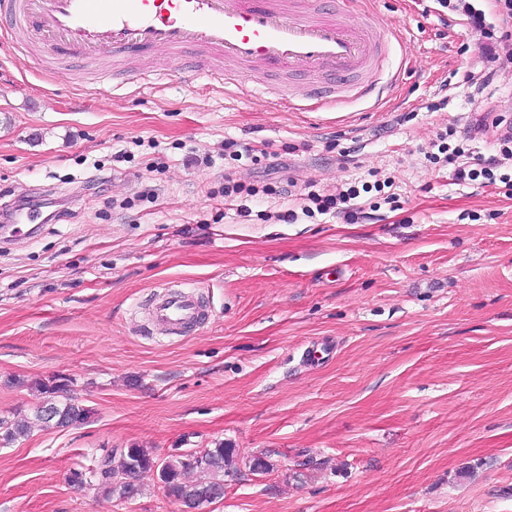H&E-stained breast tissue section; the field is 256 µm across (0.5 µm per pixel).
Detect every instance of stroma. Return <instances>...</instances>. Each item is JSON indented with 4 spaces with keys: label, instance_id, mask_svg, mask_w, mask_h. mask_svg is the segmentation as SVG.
<instances>
[{
    "label": "stroma",
    "instance_id": "1",
    "mask_svg": "<svg viewBox=\"0 0 512 512\" xmlns=\"http://www.w3.org/2000/svg\"><path fill=\"white\" fill-rule=\"evenodd\" d=\"M366 2L402 28L400 82L315 112L288 107L306 74L250 66L245 96L207 78L223 58L133 51L98 92L96 62L42 72L0 42V225L41 214L0 239V417L32 413V381L55 375L93 411L0 445V512H182L153 472L125 501L66 476L103 448L218 442L236 468L199 512H512V199L429 160L446 128L512 117V64L469 95L464 27ZM228 172L356 186L359 207L280 224L288 199L261 195L245 221ZM185 286L207 323L149 328V300ZM264 453L272 470L250 474Z\"/></svg>",
    "mask_w": 512,
    "mask_h": 512
}]
</instances>
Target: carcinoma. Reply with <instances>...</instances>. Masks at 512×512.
<instances>
[{
	"instance_id": "obj_1",
	"label": "carcinoma",
	"mask_w": 512,
	"mask_h": 512,
	"mask_svg": "<svg viewBox=\"0 0 512 512\" xmlns=\"http://www.w3.org/2000/svg\"><path fill=\"white\" fill-rule=\"evenodd\" d=\"M43 401L62 417L64 427H78L91 417V409L81 405L71 393L73 381L52 377L33 382ZM47 423L42 407L33 417L19 413L0 418V443L10 445L29 437L35 423ZM234 463V449L219 443L213 448H198L169 455L160 460L146 448H104L88 468L70 470L68 483L77 487L94 486L109 496L133 499L141 494L138 477L155 471L168 495L194 508L224 498V469Z\"/></svg>"
}]
</instances>
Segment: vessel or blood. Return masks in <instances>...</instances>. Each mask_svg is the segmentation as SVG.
Instances as JSON below:
<instances>
[{
    "mask_svg": "<svg viewBox=\"0 0 512 512\" xmlns=\"http://www.w3.org/2000/svg\"><path fill=\"white\" fill-rule=\"evenodd\" d=\"M303 0H0L9 19L5 40L32 65L42 54L106 57L137 49L178 55L192 48L236 64L267 70L321 72L335 77L347 97L372 95L387 59L385 43L396 24L363 0H337L333 8H303ZM193 291L159 295L147 309L151 325L179 334L201 323Z\"/></svg>",
    "mask_w": 512,
    "mask_h": 512,
    "instance_id": "obj_1",
    "label": "vessel or blood"
}]
</instances>
